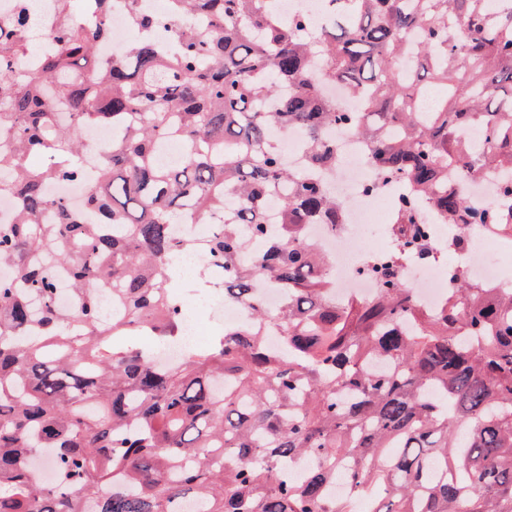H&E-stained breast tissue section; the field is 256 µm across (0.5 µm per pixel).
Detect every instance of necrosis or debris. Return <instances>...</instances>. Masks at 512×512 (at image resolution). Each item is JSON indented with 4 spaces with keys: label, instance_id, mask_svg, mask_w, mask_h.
I'll list each match as a JSON object with an SVG mask.
<instances>
[{
    "label": "necrosis or debris",
    "instance_id": "necrosis-or-debris-1",
    "mask_svg": "<svg viewBox=\"0 0 512 512\" xmlns=\"http://www.w3.org/2000/svg\"><path fill=\"white\" fill-rule=\"evenodd\" d=\"M54 16L51 0H0V26L17 21L27 23L26 35L34 49L20 61L28 68L37 63L43 51L52 49ZM84 140L88 152L84 160L85 175L66 185L48 184L49 197H66L81 202L91 184L98 157L112 145V131L95 125L85 126ZM325 138L336 154V164L325 177L331 193L344 205L345 218L340 224H312L308 227L310 241L320 245L331 259L330 277L335 285L337 302L352 298L368 300L378 291L376 280L365 274L372 263H381L396 246L395 240L383 245L365 246L366 227L370 224H392L399 208L408 201L405 182L388 179L370 163V145L351 130L328 129ZM416 215L428 232L429 253L410 255L398 261L397 271L410 289L414 300L426 311L435 310L453 286L456 267H463L470 279L481 287L502 285L499 265L487 264L488 254L503 246L512 247V237L482 228L478 224H446L426 202H416ZM467 237L468 245L452 250L451 242ZM185 336L181 341L164 345L160 355L165 364L177 363L187 348L197 343L207 319L239 323L246 317L244 306L225 301L220 288H211L192 296H182Z\"/></svg>",
    "mask_w": 512,
    "mask_h": 512
}]
</instances>
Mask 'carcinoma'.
<instances>
[{
    "mask_svg": "<svg viewBox=\"0 0 512 512\" xmlns=\"http://www.w3.org/2000/svg\"><path fill=\"white\" fill-rule=\"evenodd\" d=\"M94 2L99 16L77 23L75 0H56L59 48L33 72L15 70L24 29L0 28V197L23 202L0 223V512H180L194 500L204 512H355L362 498L369 512H512V287L457 273L429 313L392 259L368 268L373 299L336 305L305 231L338 223L343 206L283 166L269 138L299 126L306 166H333L323 129L348 126L446 223L512 236L496 205L440 188L512 169V0H325L315 31L268 0H172L209 28L171 44L129 0L138 40L110 60L108 0ZM336 82L361 111L320 97ZM86 124L112 128V150L74 209L44 186L83 176ZM465 125L488 132L482 152L461 142ZM172 140L183 153L165 163ZM35 154L47 162L29 166ZM263 195L278 200L275 224ZM216 213L202 287L228 271L224 297L252 320L161 366L156 345L183 321L172 264L194 248L173 226ZM400 223L403 246L425 253L411 206ZM59 266L78 299L70 313L56 305ZM280 282L276 353L254 295ZM102 288L120 310L109 324ZM40 451L50 486L32 479ZM305 458L317 465L281 475Z\"/></svg>",
    "mask_w": 512,
    "mask_h": 512,
    "instance_id": "cac0c4a2",
    "label": "carcinoma"
}]
</instances>
